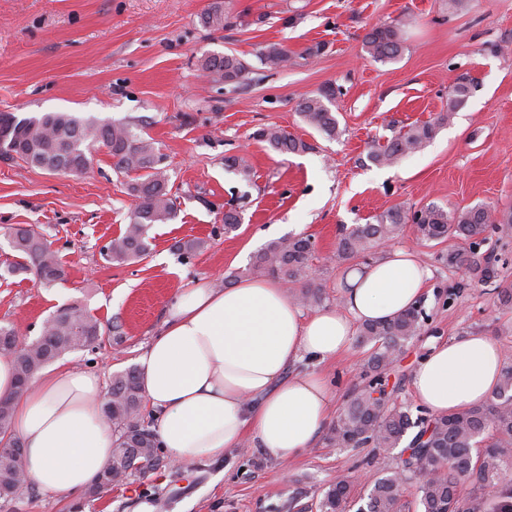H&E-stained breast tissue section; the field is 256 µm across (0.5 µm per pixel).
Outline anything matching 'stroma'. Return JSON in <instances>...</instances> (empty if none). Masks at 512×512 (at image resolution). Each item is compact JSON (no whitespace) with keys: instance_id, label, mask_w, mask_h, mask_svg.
<instances>
[{"instance_id":"1","label":"stroma","mask_w":512,"mask_h":512,"mask_svg":"<svg viewBox=\"0 0 512 512\" xmlns=\"http://www.w3.org/2000/svg\"><path fill=\"white\" fill-rule=\"evenodd\" d=\"M209 2L0 0V113L120 121L167 156L176 215L152 226L149 255L127 265L108 261L103 248L129 222L135 176L116 172L106 149L94 150L78 175L0 156V324L31 340L58 307L82 305L100 323V343L61 361L107 384L133 366L174 295L201 279L220 286L253 277V258L271 241L311 236L317 281L328 305L339 306L348 275L362 268L331 260L352 225L392 206L512 210V0H470L458 13L444 0H232L240 19L220 32L199 23ZM400 18L408 22L402 56L367 58L365 33ZM274 42L295 57L288 68L268 71L256 52ZM319 43L324 51L307 57ZM230 51L251 64L248 78L225 85L206 76L203 59ZM460 77L473 82V93L427 146L392 166L369 161L372 145L445 111ZM327 85L341 90L331 107L340 127L333 140L297 111L305 95ZM267 125L301 138L308 150L266 149L253 134ZM229 157L247 161L250 181L226 166ZM231 208L241 223L228 233ZM17 225L51 243L66 281L46 288L33 276L6 274L18 254L3 230ZM194 239L204 240L202 251L188 258L174 251L175 242ZM393 245L414 252L431 272L421 331L388 372L398 401L415 405L412 371L435 340L482 333L512 365V307L497 298L498 288L512 286V230L480 248L498 272L492 285L445 262V254L464 248L460 239L424 242L407 224ZM367 358V348L355 344L320 365L336 409L360 385ZM398 456L395 449L339 447L321 435L289 463L246 446L218 462L164 461L97 496L66 500L23 485L12 501H0V512H138L144 503L154 512H318L330 485L345 479L363 496L365 475L394 467Z\"/></svg>"}]
</instances>
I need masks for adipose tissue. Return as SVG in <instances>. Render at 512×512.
<instances>
[{"label": "adipose tissue", "instance_id": "1", "mask_svg": "<svg viewBox=\"0 0 512 512\" xmlns=\"http://www.w3.org/2000/svg\"><path fill=\"white\" fill-rule=\"evenodd\" d=\"M428 278L412 252L392 249L353 277L344 308L308 317L275 278L183 289L137 358L161 448L177 465L223 459L247 439L281 461L303 454L332 415L333 393L321 372L298 370V363L335 359L351 347L355 323L416 305ZM501 368L491 337L434 342L415 364L413 394L433 416L460 413L492 395ZM4 397L13 400L27 482L62 498L89 488L113 448L98 375L58 364L21 390L14 357L0 355Z\"/></svg>", "mask_w": 512, "mask_h": 512}]
</instances>
